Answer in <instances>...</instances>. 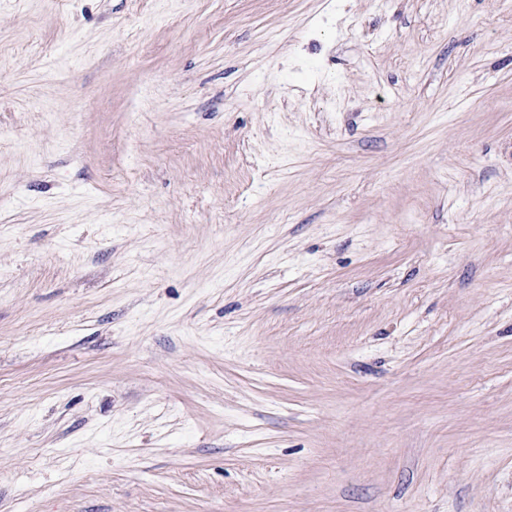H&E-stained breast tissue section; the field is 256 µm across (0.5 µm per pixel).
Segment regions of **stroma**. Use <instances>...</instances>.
Instances as JSON below:
<instances>
[{
	"instance_id": "35a3bbf8",
	"label": "stroma",
	"mask_w": 512,
	"mask_h": 512,
	"mask_svg": "<svg viewBox=\"0 0 512 512\" xmlns=\"http://www.w3.org/2000/svg\"><path fill=\"white\" fill-rule=\"evenodd\" d=\"M0 512H512V0H0Z\"/></svg>"
}]
</instances>
